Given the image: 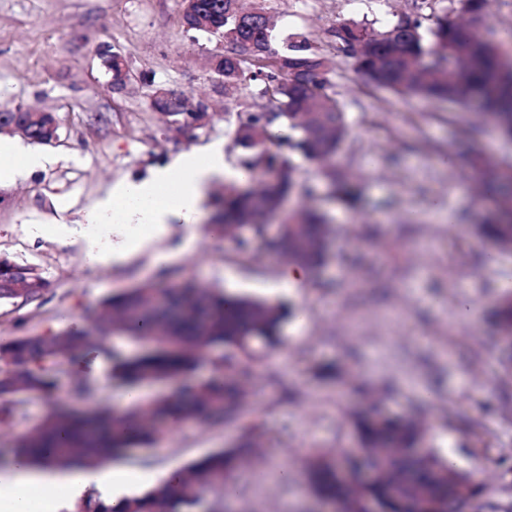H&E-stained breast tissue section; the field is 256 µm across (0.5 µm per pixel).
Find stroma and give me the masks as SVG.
<instances>
[{
  "mask_svg": "<svg viewBox=\"0 0 512 512\" xmlns=\"http://www.w3.org/2000/svg\"><path fill=\"white\" fill-rule=\"evenodd\" d=\"M265 5L278 42L304 34L329 60L328 90L349 122L332 165L356 195L351 205L333 199L319 168L296 159L284 207L321 208L333 237L327 265L288 287L282 262L263 244L238 253L205 224H174L161 238L142 229L139 246L107 267L85 251L80 213L115 182L216 142L238 167L235 117L208 68L228 44L187 29L181 0H0V111H46L60 124L58 141L38 147L45 168L0 182V255L36 267L45 282L41 303L0 302V341L85 327L104 299L147 281L164 288L193 278L286 302L293 314L283 341L260 349L239 420L180 423L156 444L125 449L110 468L141 492L254 436L262 453L235 473L228 512H323L305 462L324 451L360 454L353 418L378 399L386 412L421 418L433 447L483 477L472 512H512V404L502 400L512 393V371L496 323L502 288L512 284V250L476 233L487 202L459 156L464 148L512 163V138L479 120L477 106L369 84L328 45L325 32L336 22L380 29L412 0H384L379 13L347 0ZM105 48L131 71L123 94L109 90ZM158 89L204 101L209 123L167 130L150 107ZM82 377L67 366L51 391L14 404L11 426H0V462L57 400L83 411L127 407V385L109 375L91 379V397L76 396ZM286 468L292 479H282Z\"/></svg>",
  "mask_w": 512,
  "mask_h": 512,
  "instance_id": "1",
  "label": "stroma"
}]
</instances>
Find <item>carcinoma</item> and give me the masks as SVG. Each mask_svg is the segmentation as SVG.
<instances>
[{
  "label": "carcinoma",
  "instance_id": "1",
  "mask_svg": "<svg viewBox=\"0 0 512 512\" xmlns=\"http://www.w3.org/2000/svg\"><path fill=\"white\" fill-rule=\"evenodd\" d=\"M240 0H198L197 26L210 21L224 31V41L237 51L216 54L209 68L224 71L226 91L256 90L268 104L258 110L235 103V144L251 151L241 161L243 183L224 195L219 229L224 240L240 250L254 241L266 242L268 223L281 219L272 238L274 251L290 265L308 270L328 259L329 225L323 213L300 208L282 214L278 205L294 189V156L326 164L349 132L341 102L327 92L328 59L307 37L297 34L281 50L264 0H255L252 14L240 15ZM484 0H457L451 10L422 13V5L404 12L385 28L346 20L327 30L336 51L355 61L372 84L384 78L388 90L401 96L437 97L452 92L465 103L488 108L483 116L512 135V72L501 69L502 50L485 29L475 40L456 18L455 9L478 12ZM169 130L202 128L201 112L183 110L172 101L150 100ZM25 125L22 112H0V125ZM281 127L286 135L274 136ZM27 139L43 143V133L25 125ZM482 193L495 196V206L482 217V228L504 247H512V189L505 187L500 166L487 160L472 165ZM332 189L346 204L354 200L350 184L324 170ZM43 280L36 269L21 288H0V302L40 300ZM283 314L262 299L223 293L191 282L159 288L144 282L105 299L95 322L82 330L50 328L0 344V420L7 418L15 398L41 394L54 385L56 374L77 354L96 347L112 359V375L128 386L171 381L209 362L215 376L186 393L177 389L151 400L137 399L115 413L106 407L89 414L74 413L56 404L44 421L23 436L15 455L45 466L66 467L75 459L96 467L134 445H150L163 436L167 420L232 421L246 406L245 376L256 360L253 343L267 347L279 339ZM500 327L512 347V290L500 302ZM122 333L145 345L138 354L109 350L101 337L106 330ZM356 431L365 461L373 470L369 481L346 474L341 463L324 456L308 465L310 483L334 512H368L372 502L384 512H463L467 498L480 494L476 475L459 470L437 449L427 445L419 424L382 413L375 406L359 416ZM261 444L245 442L224 448L181 469L178 484L164 480L140 496L114 508L88 498L75 512H222L214 498L229 486L239 465L255 455Z\"/></svg>",
  "mask_w": 512,
  "mask_h": 512
}]
</instances>
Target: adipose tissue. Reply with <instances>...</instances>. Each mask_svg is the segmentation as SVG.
<instances>
[{"mask_svg": "<svg viewBox=\"0 0 512 512\" xmlns=\"http://www.w3.org/2000/svg\"><path fill=\"white\" fill-rule=\"evenodd\" d=\"M241 176V171L226 164L220 149L203 156L188 152L150 169L144 177L116 182L86 209L83 221L147 224L154 234L164 235L173 224L201 223L212 184ZM53 489L62 490L67 502L93 489L115 507L130 496L123 480L104 467L75 465L59 470L15 458L0 468V512H31L34 495Z\"/></svg>", "mask_w": 512, "mask_h": 512, "instance_id": "adipose-tissue-1", "label": "adipose tissue"}]
</instances>
